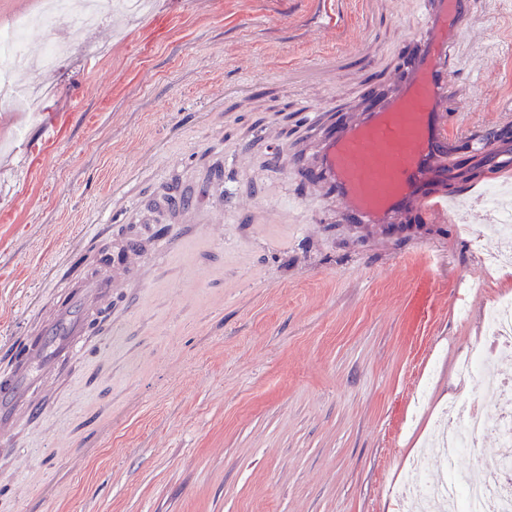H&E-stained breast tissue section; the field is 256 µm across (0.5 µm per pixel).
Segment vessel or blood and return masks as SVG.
I'll list each match as a JSON object with an SVG mask.
<instances>
[{
    "label": "vessel or blood",
    "instance_id": "1",
    "mask_svg": "<svg viewBox=\"0 0 512 512\" xmlns=\"http://www.w3.org/2000/svg\"><path fill=\"white\" fill-rule=\"evenodd\" d=\"M472 13L471 0H426L414 36L415 53L405 76L372 107L353 114L319 140L290 171L307 179L320 204L350 224H396L417 213L430 221L452 220L448 187V90L454 67L450 48ZM122 260L95 263L80 284L56 282L65 302L41 314L38 336L22 345L10 371L0 375V447L13 448L22 423L52 414L58 365L85 354L82 336L98 333L109 343L115 326L102 319L112 308V290L151 255L129 241ZM54 455L62 462L77 454L65 428H57Z\"/></svg>",
    "mask_w": 512,
    "mask_h": 512
}]
</instances>
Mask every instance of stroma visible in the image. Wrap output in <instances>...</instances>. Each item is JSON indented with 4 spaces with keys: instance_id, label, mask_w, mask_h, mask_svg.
<instances>
[{
    "instance_id": "35a3bbf8",
    "label": "stroma",
    "mask_w": 512,
    "mask_h": 512,
    "mask_svg": "<svg viewBox=\"0 0 512 512\" xmlns=\"http://www.w3.org/2000/svg\"><path fill=\"white\" fill-rule=\"evenodd\" d=\"M117 2L102 0L93 28L31 34L61 46L54 68L34 64L25 80L62 118L0 212V372L53 299L40 266L84 274L127 237L183 231L113 290L124 334L100 351L89 337L93 353L60 370L51 418L0 453V512H388L448 401L503 410L457 375L490 301L512 294L484 261L499 238L471 243L465 179L456 225L346 224L273 158L302 157L367 83L385 90L403 74L423 0H154L137 17ZM337 53L329 82H290ZM452 54L451 92L471 104L459 155L488 173L512 164V139L467 150L490 133L487 115L512 127V0H475ZM115 177L117 194L105 189ZM216 179L229 218L219 245L167 204L181 194L209 211ZM60 426L83 449L64 469Z\"/></svg>"
}]
</instances>
